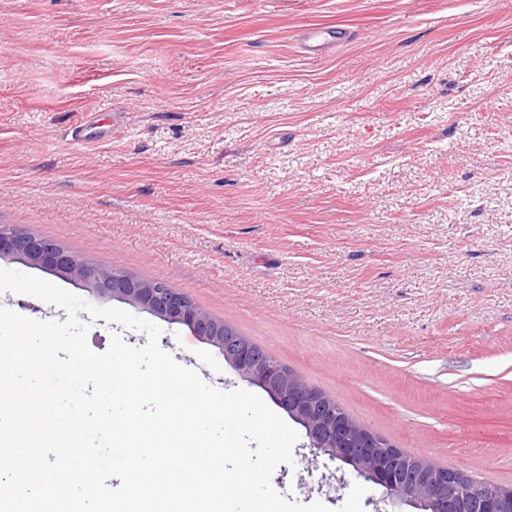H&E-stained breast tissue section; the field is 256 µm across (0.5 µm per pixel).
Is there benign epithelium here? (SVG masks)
Listing matches in <instances>:
<instances>
[{
	"instance_id": "benign-epithelium-1",
	"label": "benign epithelium",
	"mask_w": 512,
	"mask_h": 512,
	"mask_svg": "<svg viewBox=\"0 0 512 512\" xmlns=\"http://www.w3.org/2000/svg\"><path fill=\"white\" fill-rule=\"evenodd\" d=\"M19 260L74 282L101 297L120 299L170 324L188 327L205 342L219 348L224 359L249 384L258 386L293 420L301 424L317 453L351 463L358 473L388 491V498L404 500L407 493L380 457L381 441L375 432L347 417L336 420V403L310 386L300 375L259 356L253 346L224 322L198 308L187 296L162 281H143L110 268L91 264L55 241L37 237L19 227L0 229V261ZM414 496L440 501L454 512L447 485L466 486L486 512L493 505L471 486L472 477L457 468H412Z\"/></svg>"
}]
</instances>
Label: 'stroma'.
Returning a JSON list of instances; mask_svg holds the SVG:
<instances>
[{
  "label": "stroma",
  "instance_id": "obj_1",
  "mask_svg": "<svg viewBox=\"0 0 512 512\" xmlns=\"http://www.w3.org/2000/svg\"><path fill=\"white\" fill-rule=\"evenodd\" d=\"M307 29L344 36L310 57ZM97 112L111 137L73 143ZM15 224L166 282L394 446L512 485V0H0ZM293 456L287 500L336 508L358 481L307 437Z\"/></svg>",
  "mask_w": 512,
  "mask_h": 512
}]
</instances>
